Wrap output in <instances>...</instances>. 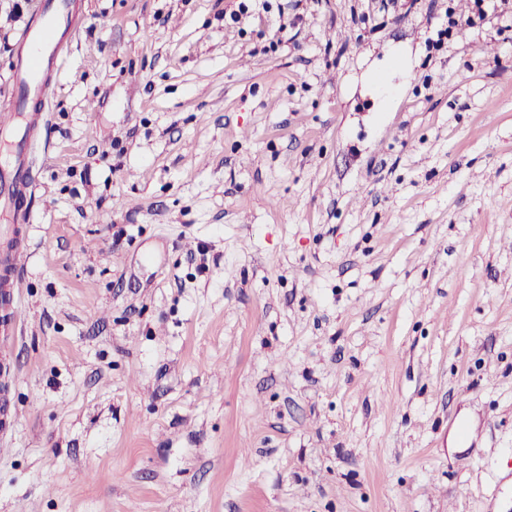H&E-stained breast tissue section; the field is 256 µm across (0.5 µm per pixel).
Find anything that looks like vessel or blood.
Wrapping results in <instances>:
<instances>
[{
  "instance_id": "obj_1",
  "label": "vessel or blood",
  "mask_w": 512,
  "mask_h": 512,
  "mask_svg": "<svg viewBox=\"0 0 512 512\" xmlns=\"http://www.w3.org/2000/svg\"><path fill=\"white\" fill-rule=\"evenodd\" d=\"M68 8V0H47L45 10L37 23H29L20 33V44H31L33 59L30 65L20 67L16 82L20 95L29 100L27 114L0 113V134L22 128L23 135L11 156L0 160V205L12 206L17 197L27 194V146L38 140L44 127V116L35 103L50 97L53 86L50 66L56 65L64 49L63 43L54 39L56 25ZM29 250L13 232L11 225L0 226V337L15 334L18 310L14 303V287L18 274L25 267Z\"/></svg>"
}]
</instances>
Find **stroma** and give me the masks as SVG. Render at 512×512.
Returning a JSON list of instances; mask_svg holds the SVG:
<instances>
[{"instance_id": "1", "label": "stroma", "mask_w": 512, "mask_h": 512, "mask_svg": "<svg viewBox=\"0 0 512 512\" xmlns=\"http://www.w3.org/2000/svg\"><path fill=\"white\" fill-rule=\"evenodd\" d=\"M69 3L0 512H512V17Z\"/></svg>"}]
</instances>
